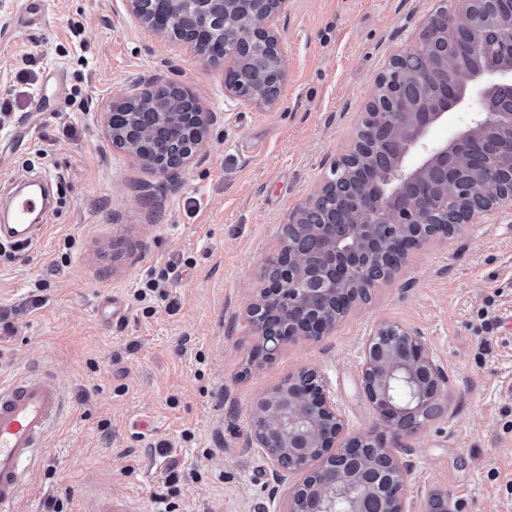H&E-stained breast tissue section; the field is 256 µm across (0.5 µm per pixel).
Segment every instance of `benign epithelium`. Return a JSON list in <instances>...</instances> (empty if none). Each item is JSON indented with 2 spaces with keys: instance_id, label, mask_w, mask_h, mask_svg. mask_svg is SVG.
I'll list each match as a JSON object with an SVG mask.
<instances>
[{
  "instance_id": "benign-epithelium-1",
  "label": "benign epithelium",
  "mask_w": 512,
  "mask_h": 512,
  "mask_svg": "<svg viewBox=\"0 0 512 512\" xmlns=\"http://www.w3.org/2000/svg\"><path fill=\"white\" fill-rule=\"evenodd\" d=\"M189 3L202 18L203 31L224 25V16L239 17L246 42L269 50L277 68L251 75L253 87L240 85L243 66L238 39L224 43L225 96L240 104L268 106L276 100L284 79L280 54L279 18L287 0H173ZM480 32L490 25L512 39V0H451ZM176 25L175 15L144 23L161 35ZM457 34L447 13L436 11L424 23L419 39L390 59L380 80H389L397 62L418 50L426 51L424 69L415 77L417 111H399L402 91L397 84L377 90L369 102L380 117L370 130L359 128L340 161L365 153L385 154L389 165L369 169L368 190L352 181L330 178L317 194L301 205L286 225L288 233L317 220V202L331 192L352 202L363 216L358 224H324L322 256L316 264L292 250L282 237L278 250L264 266V287L248 307L259 336L258 354L271 360L286 345L316 341L329 333L341 314L367 298L374 283L391 279L384 262L405 255L437 235H448L490 208L512 204V162L502 185L488 167V135L512 130V111L487 107L489 99L512 94V60L487 62L480 57L454 58L432 51L440 43L453 45ZM480 81L476 107L469 85ZM160 87L151 81L140 92L112 100L103 125L113 143L123 144L145 165L166 175L188 164L204 149L216 113L207 112L183 86H166L165 108L175 117L165 150L154 155L142 142H121L112 131V111L141 99L153 98ZM452 111L469 120L446 141L431 139V131L448 122ZM463 191L464 212L448 209V192ZM446 374L419 334L384 321L364 349L362 387L378 416L369 432L346 434L344 417L316 371L302 369L260 395L250 409L248 445L269 461L279 482L290 473L302 479L288 491L286 512H413L407 491V470L399 454L410 451L404 439L420 433L443 409ZM448 494L429 490L422 512H456Z\"/></svg>"
}]
</instances>
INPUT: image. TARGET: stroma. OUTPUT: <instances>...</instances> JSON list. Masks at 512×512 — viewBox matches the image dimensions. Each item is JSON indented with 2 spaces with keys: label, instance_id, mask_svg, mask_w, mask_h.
<instances>
[{
  "label": "stroma",
  "instance_id": "1",
  "mask_svg": "<svg viewBox=\"0 0 512 512\" xmlns=\"http://www.w3.org/2000/svg\"><path fill=\"white\" fill-rule=\"evenodd\" d=\"M0 0V166L43 176L38 241L0 250V377L48 372L65 411L15 512H285L288 486L246 445L260 394L317 370L349 432L377 415L362 351L384 321L415 329L447 373L442 415L410 439L408 492L460 512H512V209L410 250L327 336L252 359L246 308L297 207L351 145L390 56L439 0H288L273 105L224 95V67L154 35L124 0H40V22ZM184 85L218 114L204 150L162 175L113 145L112 99ZM156 290L139 297L148 281ZM503 325L482 329V308ZM167 451H160L159 443Z\"/></svg>",
  "mask_w": 512,
  "mask_h": 512
}]
</instances>
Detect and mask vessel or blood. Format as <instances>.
Segmentation results:
<instances>
[{"instance_id": "obj_1", "label": "vessel or blood", "mask_w": 512, "mask_h": 512, "mask_svg": "<svg viewBox=\"0 0 512 512\" xmlns=\"http://www.w3.org/2000/svg\"><path fill=\"white\" fill-rule=\"evenodd\" d=\"M49 208L45 190L21 191L12 200L10 223L0 225V240L26 245L40 231L33 217ZM64 407L62 392L49 373L0 382V512L18 498L25 471L44 447Z\"/></svg>"}]
</instances>
